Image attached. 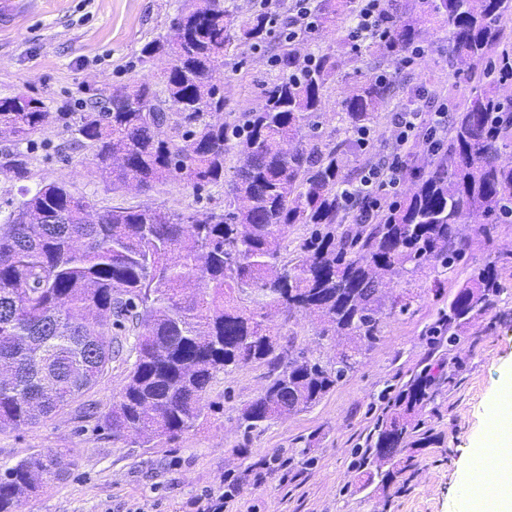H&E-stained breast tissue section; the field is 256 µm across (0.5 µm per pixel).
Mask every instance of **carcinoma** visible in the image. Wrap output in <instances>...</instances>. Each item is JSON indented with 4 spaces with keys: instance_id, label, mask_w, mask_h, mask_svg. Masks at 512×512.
I'll return each instance as SVG.
<instances>
[{
    "instance_id": "carcinoma-1",
    "label": "carcinoma",
    "mask_w": 512,
    "mask_h": 512,
    "mask_svg": "<svg viewBox=\"0 0 512 512\" xmlns=\"http://www.w3.org/2000/svg\"><path fill=\"white\" fill-rule=\"evenodd\" d=\"M357 0H319L317 23L355 16ZM389 28L375 52L398 57L424 35V23L448 25V57L472 69L496 53V80L474 89L448 128V148L407 167L410 190L372 224H347L368 201L347 204V141L332 148L317 135L323 91L339 67L336 55L300 63L284 46L275 62L288 76L264 104L224 124V95L214 74L235 42L257 47L271 14L235 25L217 0H185L166 34L146 41L139 60L172 57L163 78L115 86L89 99L72 129L112 184L150 186L178 177L194 188L224 183L225 158H245L229 181L233 210L201 216L161 207H97L64 182L20 189L22 200L0 224V429L34 425L85 391L112 362V327L136 333L135 360L119 402L104 415L112 435L147 446L173 441L202 425L203 399L220 373L248 363L267 367L263 391L238 416L249 434L284 408L315 406L378 340L384 320L402 315L411 297L385 303L377 294L395 273L425 263L448 267L469 247L458 226L477 219L487 235L512 208V121L501 111L512 96V50L500 48V24L512 0H386ZM392 95L386 80L353 83L337 112L346 132L369 128ZM43 102L0 98V138L16 144L48 119ZM0 168L30 174L20 150ZM303 224L310 235L288 260L283 235ZM503 287L497 262L459 288L441 313L440 330L483 317ZM282 313V324L270 312ZM296 312L344 336L332 361L311 360L283 341ZM436 376L425 368L393 398L394 412L374 427L368 455L393 460L408 449L416 417L433 400ZM377 467L369 481L385 491L411 466ZM58 452L33 453L0 473V512H19L45 476L64 478Z\"/></svg>"
}]
</instances>
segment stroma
<instances>
[{"mask_svg": "<svg viewBox=\"0 0 512 512\" xmlns=\"http://www.w3.org/2000/svg\"><path fill=\"white\" fill-rule=\"evenodd\" d=\"M183 0H17L0 23V98L25 93L42 101L48 121L23 144L30 178L0 173V211L21 199V186L39 180L65 182L72 193L98 206H162L173 212H222L227 189L198 190L180 179L149 189L113 186L99 174L89 153L73 150L64 113H77L93 94L133 80L156 79L169 60L138 59L141 44L166 33ZM286 18H279L267 42L240 44L224 60V121L237 124L243 112L262 106L267 90L283 73L274 58L284 42ZM350 22L316 28L298 43L302 57L330 51L339 73L324 92L319 132L336 145L346 133L337 104L344 77L365 80L387 74L393 92L370 126L369 150L359 166L386 161L394 138L392 117L417 104L432 112L458 109L487 81L485 66L457 72L448 56V29L427 25L420 58L369 54L367 41L351 43ZM470 249L451 268L422 265L394 278L386 295L411 293L408 314L390 321L377 342L350 373L315 406L244 433L240 408L261 393L266 369L248 364L218 374L203 400L206 421L178 439L143 447L113 438L103 417L120 398L134 361L131 332L113 330L123 347L91 389L58 414L34 426L0 430V470L37 452L63 453L66 479H46L21 512H199L207 496L222 493L225 475L237 477L240 492L225 512H458L459 490L471 479V452L483 441L489 407L502 384L512 380V224L484 237L477 225L465 228ZM497 261L504 287L497 304L455 338L439 334V313L456 291L488 261ZM296 315L283 328L297 347L316 358L335 354L337 339ZM441 369L434 403L419 416V430L431 436L412 449L414 465L388 491L368 481L360 455L378 418L390 412L394 393L425 366Z\"/></svg>", "mask_w": 512, "mask_h": 512, "instance_id": "35a3bbf8", "label": "stroma"}]
</instances>
